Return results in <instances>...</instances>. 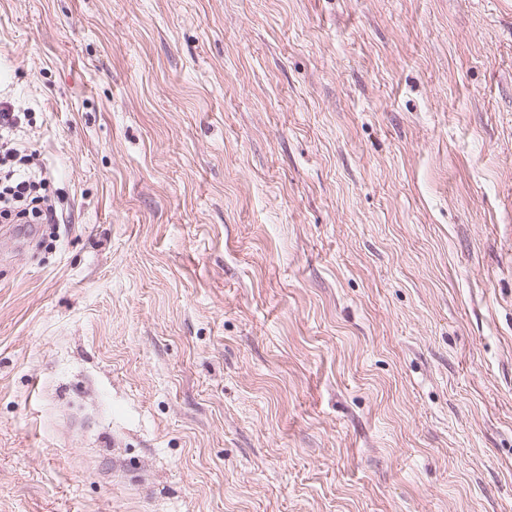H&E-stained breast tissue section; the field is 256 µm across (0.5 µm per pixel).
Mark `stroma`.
Returning a JSON list of instances; mask_svg holds the SVG:
<instances>
[{
  "instance_id": "stroma-1",
  "label": "stroma",
  "mask_w": 512,
  "mask_h": 512,
  "mask_svg": "<svg viewBox=\"0 0 512 512\" xmlns=\"http://www.w3.org/2000/svg\"><path fill=\"white\" fill-rule=\"evenodd\" d=\"M1 99L0 512H512V0H0ZM25 118L26 112H16L9 102L0 103V218L21 220L29 217L37 224H54L57 222L56 212L51 206L28 208L27 202L36 184L40 185L45 178L36 151L22 155L16 147V135L23 128Z\"/></svg>"
}]
</instances>
